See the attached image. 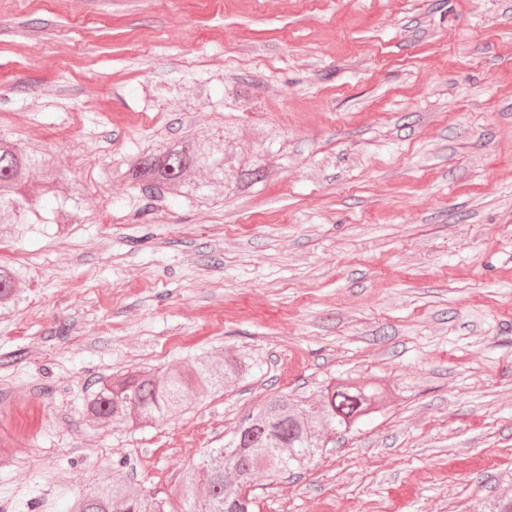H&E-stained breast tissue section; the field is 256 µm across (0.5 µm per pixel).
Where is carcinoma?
<instances>
[{"label":"carcinoma","mask_w":512,"mask_h":512,"mask_svg":"<svg viewBox=\"0 0 512 512\" xmlns=\"http://www.w3.org/2000/svg\"><path fill=\"white\" fill-rule=\"evenodd\" d=\"M264 141L243 153L231 174L224 173V156L205 135L180 140L173 146L132 156L118 176L146 192L186 199H205L224 191L244 192L266 179ZM42 170L51 193L66 186L49 161L26 153L17 143L0 138V237H24L37 231L35 207L23 197L22 186L33 168ZM22 269L0 264V307L8 308L20 296ZM181 370L159 373L152 369L119 374L100 381L89 398L87 411L100 424L127 430L149 427L179 413L198 399L224 389V384L249 371L242 357L226 356L214 362L206 356ZM385 391L356 378H336L315 394H286L270 399L242 420L231 439L211 448L187 472L181 495L188 512H250L247 489L263 468L275 478L303 469L336 435L356 428L379 409ZM71 512H167L166 502L143 496L129 484L105 480L81 494Z\"/></svg>","instance_id":"obj_1"}]
</instances>
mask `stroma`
Returning <instances> with one entry per match:
<instances>
[{
    "label": "stroma",
    "instance_id": "obj_1",
    "mask_svg": "<svg viewBox=\"0 0 512 512\" xmlns=\"http://www.w3.org/2000/svg\"><path fill=\"white\" fill-rule=\"evenodd\" d=\"M265 131L271 176L221 200L110 175L192 133L232 169ZM1 136L79 200L57 239L33 169L42 229L0 244L30 288L0 315L11 512H68L103 478L186 512L202 449L341 375L387 405L258 475L254 512L512 498V0H0ZM227 353L248 373L189 412L135 433L84 414L98 378Z\"/></svg>",
    "mask_w": 512,
    "mask_h": 512
}]
</instances>
